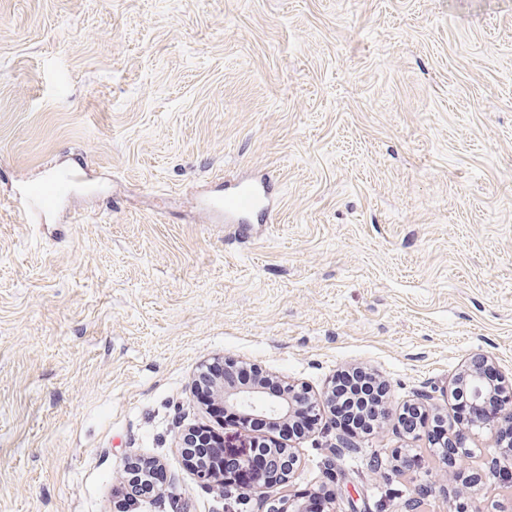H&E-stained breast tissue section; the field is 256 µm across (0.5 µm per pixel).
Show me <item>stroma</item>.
<instances>
[{
  "label": "stroma",
  "instance_id": "35a3bbf8",
  "mask_svg": "<svg viewBox=\"0 0 512 512\" xmlns=\"http://www.w3.org/2000/svg\"><path fill=\"white\" fill-rule=\"evenodd\" d=\"M241 177L276 199L245 236L206 210ZM480 354L512 382V0H0V512H263L182 455L224 358L386 383L357 453L294 440L292 492L450 512L397 416ZM138 457L165 484L116 496ZM79 180V175L73 170L55 173L37 185L24 187L17 194L19 209L27 218L36 214L51 212L57 203L67 197Z\"/></svg>",
  "mask_w": 512,
  "mask_h": 512
}]
</instances>
